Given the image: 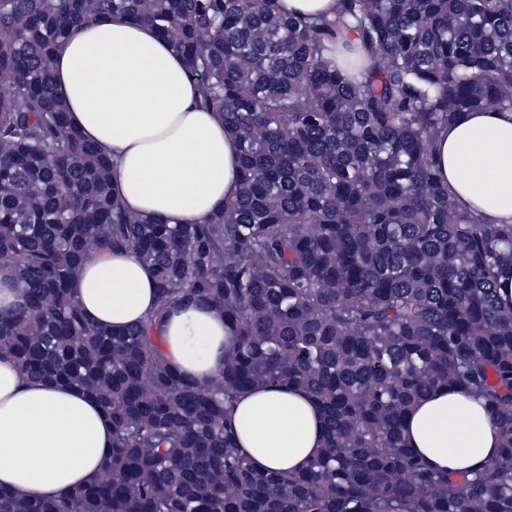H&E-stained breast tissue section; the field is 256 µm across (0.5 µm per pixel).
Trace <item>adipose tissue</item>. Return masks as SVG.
I'll return each instance as SVG.
<instances>
[{"label":"adipose tissue","mask_w":512,"mask_h":512,"mask_svg":"<svg viewBox=\"0 0 512 512\" xmlns=\"http://www.w3.org/2000/svg\"><path fill=\"white\" fill-rule=\"evenodd\" d=\"M69 121L114 161L112 185L131 212L198 224L238 188V151L224 119L199 103L185 61L154 29L122 15L78 28L54 57ZM443 182L462 208L489 224L512 223V111L462 114L440 132ZM89 321L117 330L157 309L151 266L132 252L83 265L72 284ZM163 355L193 383L212 379L232 348L224 314L192 299L172 304L160 328ZM256 467L300 470L321 446L324 423L297 387L251 389L227 416ZM410 448L440 471H469L494 457L497 429L481 399L439 387L407 415ZM112 449V423L83 390L27 381L0 352V489L43 499L89 482Z\"/></svg>","instance_id":"1"}]
</instances>
